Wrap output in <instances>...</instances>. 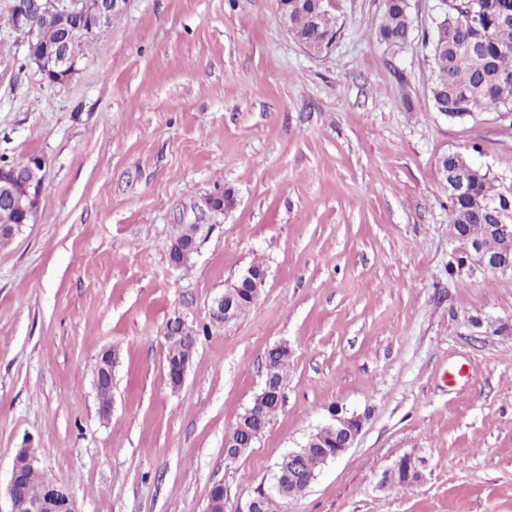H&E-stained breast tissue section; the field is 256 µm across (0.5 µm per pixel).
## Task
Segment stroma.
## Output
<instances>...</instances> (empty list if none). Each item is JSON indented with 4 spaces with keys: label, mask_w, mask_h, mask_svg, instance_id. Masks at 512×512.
<instances>
[{
    "label": "stroma",
    "mask_w": 512,
    "mask_h": 512,
    "mask_svg": "<svg viewBox=\"0 0 512 512\" xmlns=\"http://www.w3.org/2000/svg\"><path fill=\"white\" fill-rule=\"evenodd\" d=\"M409 6L392 49L384 0H325L338 33L313 53L279 0H127L62 83L0 15V157L48 161L37 223L0 247V512L27 444L79 512H203L217 482L238 512L333 405L362 430L286 512H512V277L449 272L463 247L438 174L469 152L512 192V120L434 111L442 2ZM227 189L236 206L207 209ZM181 224L200 230L176 267ZM256 263L258 303L200 336L171 389L167 322L202 327ZM279 342L284 404L227 458ZM112 348L104 418L93 375ZM406 454L423 480L384 485ZM408 0H387L377 36L391 48L400 47L410 33L412 20Z\"/></svg>",
    "instance_id": "35a3bbf8"
}]
</instances>
